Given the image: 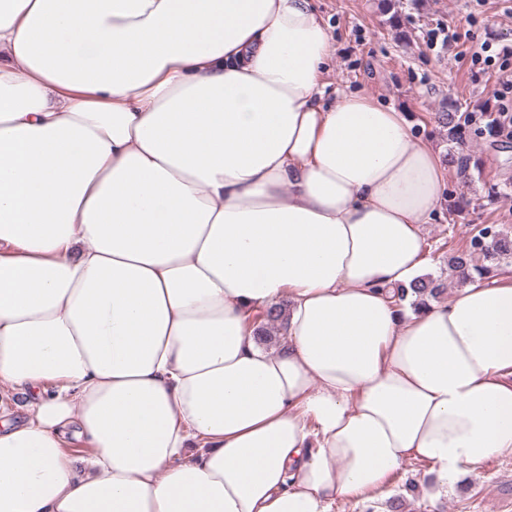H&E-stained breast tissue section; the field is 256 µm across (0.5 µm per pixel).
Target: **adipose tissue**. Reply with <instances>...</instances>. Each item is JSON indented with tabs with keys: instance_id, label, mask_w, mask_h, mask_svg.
<instances>
[{
	"instance_id": "adipose-tissue-1",
	"label": "adipose tissue",
	"mask_w": 512,
	"mask_h": 512,
	"mask_svg": "<svg viewBox=\"0 0 512 512\" xmlns=\"http://www.w3.org/2000/svg\"><path fill=\"white\" fill-rule=\"evenodd\" d=\"M331 57L312 0H0V512H329L512 456V275L398 300L446 171L325 102Z\"/></svg>"
}]
</instances>
